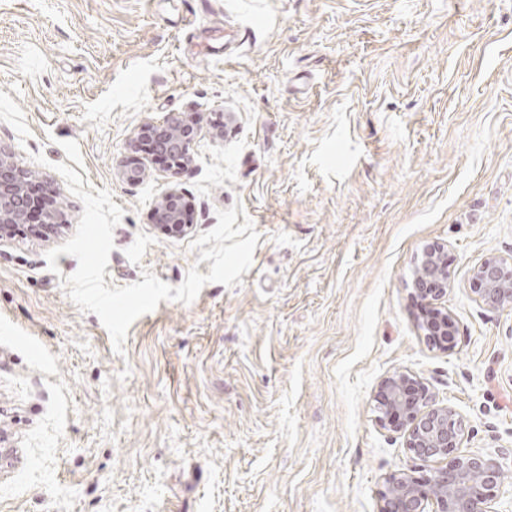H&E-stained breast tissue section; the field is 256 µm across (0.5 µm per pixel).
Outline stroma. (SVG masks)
<instances>
[{
    "label": "stroma",
    "instance_id": "stroma-1",
    "mask_svg": "<svg viewBox=\"0 0 512 512\" xmlns=\"http://www.w3.org/2000/svg\"><path fill=\"white\" fill-rule=\"evenodd\" d=\"M170 113L200 121L176 173L131 143ZM0 151L58 217L0 245V512H379L385 475L432 470L376 422L397 370L459 413L463 450H505L512 512V308L471 290L512 254V0H0ZM61 162L124 210L107 287L209 274L190 243L238 202L250 270L159 302L116 354L61 283L76 258L46 260L83 212ZM169 188L187 234L151 218ZM432 241L449 351L410 296Z\"/></svg>",
    "mask_w": 512,
    "mask_h": 512
}]
</instances>
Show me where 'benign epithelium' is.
Instances as JSON below:
<instances>
[{
	"instance_id": "7a95c632",
	"label": "benign epithelium",
	"mask_w": 512,
	"mask_h": 512,
	"mask_svg": "<svg viewBox=\"0 0 512 512\" xmlns=\"http://www.w3.org/2000/svg\"><path fill=\"white\" fill-rule=\"evenodd\" d=\"M198 131L197 117L172 115L161 122L143 124L134 144L152 143L167 158L168 167L179 171L191 162ZM30 184L29 173L0 152V242L11 236L10 225L27 223L24 202ZM153 215L157 223L179 232L188 228L181 196L175 189L162 194ZM449 279L444 246L435 242L424 245L413 271L411 295L432 308V317L422 322L419 330L447 350L456 338L455 320L447 307L440 306L448 296ZM472 283V291L485 307L511 308L512 254L482 260L473 268ZM380 394L377 422L402 434L412 457L438 467L424 482L405 469L389 474L379 512H497L491 491L502 482V466L489 455L459 451L464 428L456 410L414 384L408 372L383 377Z\"/></svg>"
}]
</instances>
